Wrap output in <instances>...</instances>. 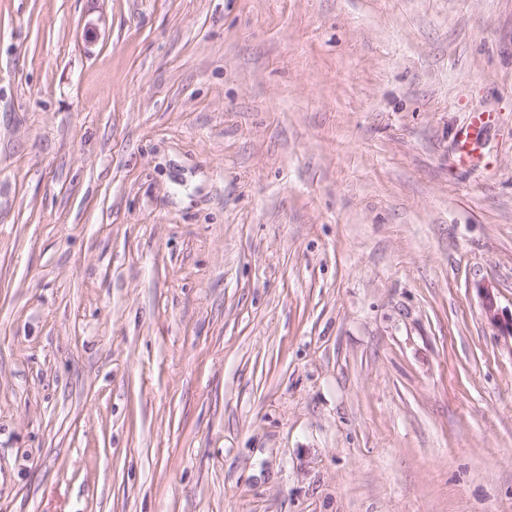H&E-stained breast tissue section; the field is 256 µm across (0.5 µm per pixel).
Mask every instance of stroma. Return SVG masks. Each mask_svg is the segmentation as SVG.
<instances>
[{
    "label": "stroma",
    "mask_w": 512,
    "mask_h": 512,
    "mask_svg": "<svg viewBox=\"0 0 512 512\" xmlns=\"http://www.w3.org/2000/svg\"><path fill=\"white\" fill-rule=\"evenodd\" d=\"M483 284L512 0H0V512H512ZM491 122V115L488 112L477 110L472 112L470 123L463 128L458 138V145L464 149L460 156L461 162H469L474 149L472 148L481 139L486 127Z\"/></svg>",
    "instance_id": "stroma-1"
}]
</instances>
